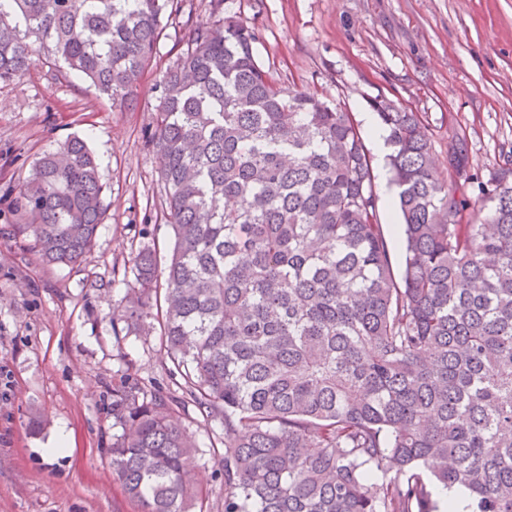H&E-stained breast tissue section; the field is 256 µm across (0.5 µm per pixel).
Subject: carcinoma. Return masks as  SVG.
Masks as SVG:
<instances>
[{"mask_svg": "<svg viewBox=\"0 0 512 512\" xmlns=\"http://www.w3.org/2000/svg\"><path fill=\"white\" fill-rule=\"evenodd\" d=\"M156 84L163 211L173 244L128 260L112 333L156 310L181 394L112 387V475L139 512H194L191 404L224 427L223 512H512V175L480 188L486 224L438 174L422 116L375 98L402 223V272L378 224L371 165L339 102L276 83L260 29L212 0ZM174 0H0V83L36 58L125 111ZM467 139L448 173L469 178ZM105 185L86 139L44 153L16 187L15 233L48 264L91 253ZM435 489H433V498L438 502L439 508L438 510L441 512H445L443 510H448L446 512H465L466 506L468 505V492L466 489L458 487L451 490L439 487L437 489V494L439 498L445 505L446 509L441 508L440 503L436 497Z\"/></svg>", "mask_w": 512, "mask_h": 512, "instance_id": "1", "label": "carcinoma"}]
</instances>
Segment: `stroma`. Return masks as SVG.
<instances>
[{
	"label": "stroma",
	"instance_id": "35a3bbf8",
	"mask_svg": "<svg viewBox=\"0 0 512 512\" xmlns=\"http://www.w3.org/2000/svg\"><path fill=\"white\" fill-rule=\"evenodd\" d=\"M230 11L263 32L260 63L277 83L344 102L354 117L384 95L419 112L447 172L448 138L466 136L473 182L461 185L465 221L484 223L492 203L478 190L512 159V0H231ZM215 19L210 0H178L145 72L134 109L112 103L79 77L35 63L0 84V512H137L112 476V386L125 376L169 384L173 365L160 333L115 339L112 310L126 294L113 281L141 239L167 254L160 206L155 85L191 29ZM87 138L108 189L97 245L76 268L43 263L14 235L4 191L24 181L42 153ZM373 191L393 266L400 217L385 155L369 131ZM107 280L104 288L91 280ZM202 454L193 474L217 512L224 481L213 455L223 428L195 407L177 413ZM65 452L50 456L61 435Z\"/></svg>",
	"mask_w": 512,
	"mask_h": 512
}]
</instances>
